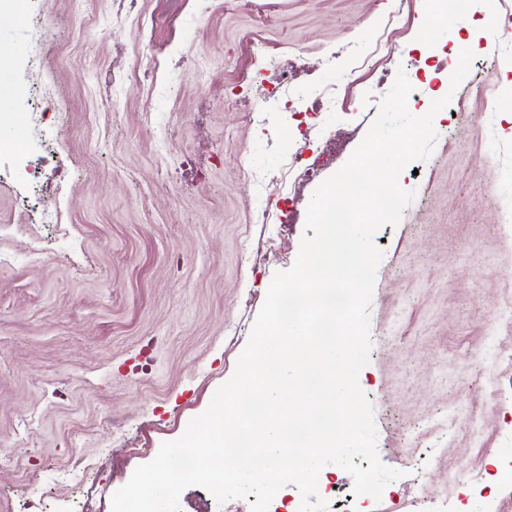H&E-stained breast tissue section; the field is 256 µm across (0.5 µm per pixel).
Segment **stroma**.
I'll use <instances>...</instances> for the list:
<instances>
[{
    "label": "stroma",
    "instance_id": "obj_1",
    "mask_svg": "<svg viewBox=\"0 0 512 512\" xmlns=\"http://www.w3.org/2000/svg\"><path fill=\"white\" fill-rule=\"evenodd\" d=\"M430 0H13L0 57L19 88L0 112V512H111V497L180 438L233 375L276 272L295 263L315 183L261 263L244 241L282 204L299 147L327 179L373 125L398 70L418 100L450 96L432 155L373 288L370 361L381 462L398 470L369 512H512V108L490 113L485 80L512 96V0H468L457 38L424 34ZM267 44L272 59L255 56ZM402 49L393 59L381 44ZM473 50L458 88L457 47ZM287 70L274 87L270 66ZM129 76L132 90L113 83ZM181 87L178 97L167 85ZM275 95L279 123L250 120ZM266 176L254 195L240 156ZM61 212L65 231L44 224ZM238 325L229 335L228 325ZM481 422L472 432V419ZM352 476L318 479L346 512Z\"/></svg>",
    "mask_w": 512,
    "mask_h": 512
}]
</instances>
